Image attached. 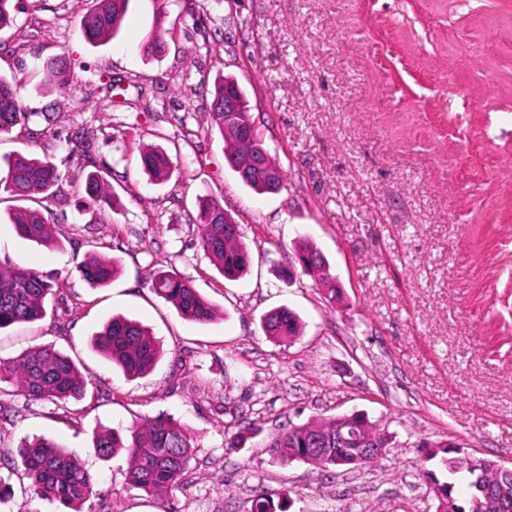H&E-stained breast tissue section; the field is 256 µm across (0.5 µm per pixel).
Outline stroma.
Here are the masks:
<instances>
[{"label":"stroma","instance_id":"obj_1","mask_svg":"<svg viewBox=\"0 0 512 512\" xmlns=\"http://www.w3.org/2000/svg\"><path fill=\"white\" fill-rule=\"evenodd\" d=\"M93 0H18L0 31V74L22 79L28 124L0 136V159L48 157L67 190L89 166L71 136L90 132L117 209L64 208L55 247L0 222V269L36 268L59 288L46 315L0 331V358L44 345L87 368L83 400L59 407L16 389L0 395V456L24 438L58 441L94 473L92 512H162L130 487L125 454L98 459L94 434L164 414L196 453L172 512H251L256 494L289 496L288 512H436L418 445L449 440L512 462V0H130L118 35L92 46L81 20ZM26 37H17V30ZM163 32L166 49L142 48ZM64 56L71 90L49 87L43 64ZM124 79L108 93L106 76ZM237 80L249 115L283 174L259 195L227 164L218 130L203 132L218 76ZM145 88L150 111L133 107ZM53 113L45 124L43 113ZM162 148L171 177L156 184L142 152ZM222 198L251 253L229 281L196 238L199 197ZM324 256L343 297L282 271L300 239ZM116 259L89 287L87 254ZM192 280L214 307L206 324L181 317L150 287L155 269ZM285 307L299 334L277 343L262 316ZM115 316L134 319L164 354L128 378L91 347ZM360 412L391 433L376 467L347 472L272 463L270 439L291 425ZM238 448H230L234 436ZM0 512H66L33 494L9 466Z\"/></svg>","mask_w":512,"mask_h":512}]
</instances>
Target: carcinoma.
Listing matches in <instances>:
<instances>
[{
  "instance_id": "cac0c4a2",
  "label": "carcinoma",
  "mask_w": 512,
  "mask_h": 512,
  "mask_svg": "<svg viewBox=\"0 0 512 512\" xmlns=\"http://www.w3.org/2000/svg\"><path fill=\"white\" fill-rule=\"evenodd\" d=\"M129 0H95L94 9L86 16L82 34L92 45L105 44L117 34L127 13ZM52 84L68 89L73 77L61 58L46 63ZM20 82L0 75V135L8 134L18 126L28 123L31 113L24 111L19 91ZM239 97L243 108H248L244 90L232 78H222L215 84L210 104V125L219 130L227 144L225 154L233 168L248 163L253 153H258L266 168L279 166L269 154L259 132L251 134V143H244L238 123L224 121V94ZM141 165L146 174L156 181L167 179L171 173V160L166 151L152 149L141 155ZM102 171L89 172L85 192L92 203L101 201L104 193ZM18 201L37 202L39 196L51 198L61 206L69 204L71 195L65 190L57 167L49 158H38L16 153L4 158V173L0 175V192ZM17 234L38 245L51 247L57 244L56 225L34 206H17L8 215ZM199 245L211 264L227 280H236L247 272L250 255L240 242L239 225L224 223L223 200L208 198L200 203L198 224ZM296 263H313L317 268L324 264L322 255L308 242L299 243L295 253ZM82 278L93 288L108 286L117 273L113 260L89 254L81 262ZM58 284L46 279L34 268L18 267L9 272L0 271V329L18 323L41 319L45 314L44 303L54 294ZM152 291L171 304L184 318L207 323L214 314L211 304L193 286L189 278L174 270H158L151 279ZM266 335L276 342L289 341L297 335L295 314L281 307L267 312L261 319ZM101 356L116 363L125 375L133 378L149 372L162 354L159 341L139 322L114 317L90 341ZM0 384L20 388L36 400H48L58 406L80 401L86 394L89 372L80 370L73 360L52 345L31 349L9 360H0ZM302 447L298 435L283 433L269 443L273 459L286 464L288 456ZM95 455L104 461L122 452L129 459L126 472L127 484L158 496L179 487L194 455V445L187 431L168 416L159 415L143 426L130 429L104 428L92 440ZM13 466L19 468L29 480L35 495L55 500L71 512H82L92 496L101 495L98 480L72 453L55 440L38 437L25 439L12 456ZM466 482L473 479L469 468L448 471L451 486L442 487L447 502L446 512H492L483 504L469 500L458 493L457 477ZM253 512H286L282 502L259 495L253 500Z\"/></svg>"
}]
</instances>
